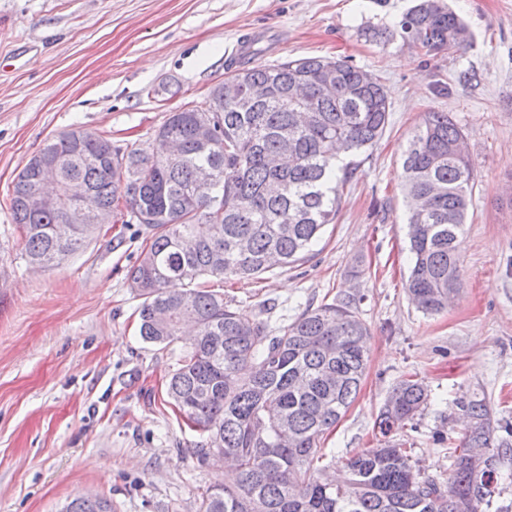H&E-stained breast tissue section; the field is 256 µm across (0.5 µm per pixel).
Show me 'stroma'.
I'll return each instance as SVG.
<instances>
[{"label": "stroma", "mask_w": 512, "mask_h": 512, "mask_svg": "<svg viewBox=\"0 0 512 512\" xmlns=\"http://www.w3.org/2000/svg\"><path fill=\"white\" fill-rule=\"evenodd\" d=\"M471 47L436 56L362 30L393 28L412 0H0V512H59L85 493L113 512H199L224 472L199 466L205 436L165 401L183 343L139 335L140 297L126 273L142 226L98 227L60 266L29 264L10 209L13 180L43 143L82 129L148 150L183 104L205 101L248 49L262 63L345 57L380 79L388 127L347 187L336 223L304 261L221 283L260 319L357 299L367 370L323 444L333 468L378 445L393 387L430 390L396 432L426 475L447 481L467 422L459 402L486 397L512 419V0H448ZM462 128L475 169L457 241L462 285L426 315L408 299L401 154L425 113Z\"/></svg>", "instance_id": "1"}]
</instances>
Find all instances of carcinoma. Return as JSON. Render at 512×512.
Instances as JSON below:
<instances>
[{"label":"carcinoma","mask_w":512,"mask_h":512,"mask_svg":"<svg viewBox=\"0 0 512 512\" xmlns=\"http://www.w3.org/2000/svg\"><path fill=\"white\" fill-rule=\"evenodd\" d=\"M387 36L428 55L469 46L472 34L443 0H416ZM208 110L186 103L155 131L150 152L68 130L46 141L13 182L11 211L30 263L50 267L83 249L98 224L71 226L69 212L123 209L150 236L129 269L143 298L140 336L174 343L185 322L197 334L165 393L189 426L215 446L193 454L201 466L222 454L233 485H212L200 512H483L501 495L512 458V425L489 402L460 404L471 419L454 449L448 486L422 475L412 449L391 439L428 404L419 380L400 381L379 416L377 448L349 457L333 480L322 459L328 432L355 400L365 374L368 330L355 298L306 309L271 330L224 299L213 279L254 278L306 258L336 221L357 156L389 123L379 79L342 58L302 57L229 68L209 91ZM462 129L447 112H427L403 152L402 189L411 301L437 313L459 292L462 232L475 183ZM55 186L58 208L34 212L33 192ZM63 512H111L77 496Z\"/></svg>","instance_id":"cac0c4a2"}]
</instances>
